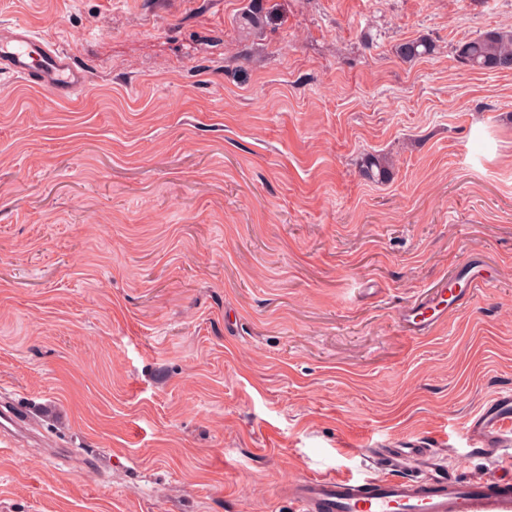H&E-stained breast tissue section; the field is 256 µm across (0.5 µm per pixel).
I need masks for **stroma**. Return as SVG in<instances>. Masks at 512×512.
<instances>
[{"instance_id":"stroma-1","label":"stroma","mask_w":512,"mask_h":512,"mask_svg":"<svg viewBox=\"0 0 512 512\" xmlns=\"http://www.w3.org/2000/svg\"><path fill=\"white\" fill-rule=\"evenodd\" d=\"M247 2L0 0L93 76L0 79V397L35 420L0 512H292L413 438L512 470L466 434L512 392V73L455 56L512 0ZM475 260L493 288L407 333ZM272 12L267 9L262 0H250L241 13V19L254 29L260 28L265 21L271 19ZM395 52L400 59L412 61L432 55L435 52V45L427 38L420 37L399 43ZM392 161L385 154L368 153L362 159L361 175L367 181L383 183L392 174ZM464 277L466 288H448L452 277L444 279L408 305L401 317L405 330L413 336L431 332L448 319V294L453 297L452 305L461 306L474 291L490 285L488 269L478 261L467 268Z\"/></svg>"}]
</instances>
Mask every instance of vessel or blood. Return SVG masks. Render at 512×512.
Masks as SVG:
<instances>
[{
    "mask_svg": "<svg viewBox=\"0 0 512 512\" xmlns=\"http://www.w3.org/2000/svg\"><path fill=\"white\" fill-rule=\"evenodd\" d=\"M47 91L55 101L69 100L90 83L60 45L23 26L0 30V77ZM487 268L473 262L465 286L440 281L408 305L401 317L414 336L431 332L448 318L449 305H462L477 289L489 286ZM470 444L490 460L512 444V395L496 393L467 427ZM366 456L376 474L370 478L301 477L288 488L296 512H512V479L453 473L434 448L405 442L371 448Z\"/></svg>",
    "mask_w": 512,
    "mask_h": 512,
    "instance_id": "b4317fda",
    "label": "vessel or blood"
}]
</instances>
